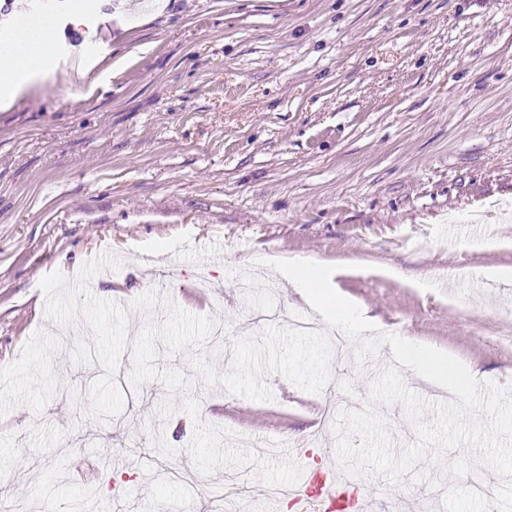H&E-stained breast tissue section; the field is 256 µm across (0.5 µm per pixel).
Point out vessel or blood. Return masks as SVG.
Segmentation results:
<instances>
[{"mask_svg":"<svg viewBox=\"0 0 512 512\" xmlns=\"http://www.w3.org/2000/svg\"><path fill=\"white\" fill-rule=\"evenodd\" d=\"M287 502L292 512H367L369 507L361 484L319 466L302 471Z\"/></svg>","mask_w":512,"mask_h":512,"instance_id":"obj_1","label":"vessel or blood"}]
</instances>
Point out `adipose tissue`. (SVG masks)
<instances>
[{
    "label": "adipose tissue",
    "instance_id": "adipose-tissue-1",
    "mask_svg": "<svg viewBox=\"0 0 512 512\" xmlns=\"http://www.w3.org/2000/svg\"><path fill=\"white\" fill-rule=\"evenodd\" d=\"M56 67V60L40 49L38 38H17L10 51L0 54V101L12 103Z\"/></svg>",
    "mask_w": 512,
    "mask_h": 512
}]
</instances>
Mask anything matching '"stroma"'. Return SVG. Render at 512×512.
I'll return each mask as SVG.
<instances>
[{"mask_svg":"<svg viewBox=\"0 0 512 512\" xmlns=\"http://www.w3.org/2000/svg\"><path fill=\"white\" fill-rule=\"evenodd\" d=\"M77 5L99 27L74 29ZM56 50L86 76L0 109V501L208 512L232 486L227 512H283L257 502L250 468L199 471L195 426L244 450L275 441L274 459L305 446L332 466L335 431L310 436L336 395L413 441L404 407L372 401L371 383L396 368L423 397L431 384L389 345L360 364L356 343L339 355L327 336L294 334L287 316L311 309L280 275L273 291L241 287L257 252L335 265L337 291L381 331L512 383V280L480 279L512 267V0H66ZM103 252L122 266L90 280L96 297L124 305L163 279L215 330L196 349L156 345V366L191 381L184 393L132 388L124 353L123 409L98 420L90 331L49 319L40 282L75 279ZM271 307L283 321L252 324ZM188 397L198 418L179 409ZM473 478L504 482L430 466L421 480L365 475L364 489L384 512H444L439 487Z\"/></svg>","mask_w":512,"mask_h":512,"instance_id":"35a3bbf8","label":"stroma"}]
</instances>
